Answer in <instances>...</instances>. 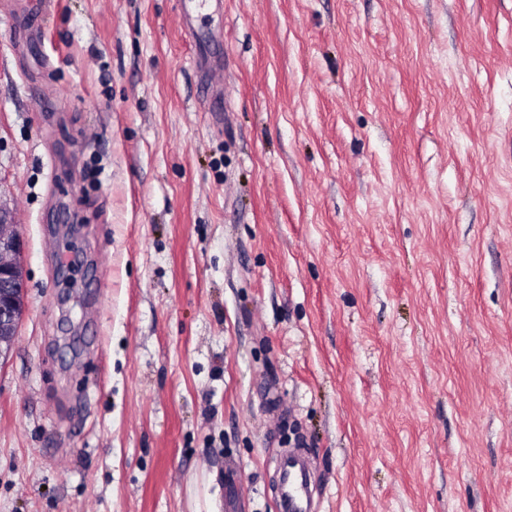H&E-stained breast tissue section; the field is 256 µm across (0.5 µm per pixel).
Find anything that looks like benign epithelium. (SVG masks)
<instances>
[{"mask_svg": "<svg viewBox=\"0 0 512 512\" xmlns=\"http://www.w3.org/2000/svg\"><path fill=\"white\" fill-rule=\"evenodd\" d=\"M24 240L11 212L0 204V359L11 349L25 304Z\"/></svg>", "mask_w": 512, "mask_h": 512, "instance_id": "1", "label": "benign epithelium"}]
</instances>
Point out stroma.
<instances>
[{
  "instance_id": "stroma-1",
  "label": "stroma",
  "mask_w": 512,
  "mask_h": 512,
  "mask_svg": "<svg viewBox=\"0 0 512 512\" xmlns=\"http://www.w3.org/2000/svg\"><path fill=\"white\" fill-rule=\"evenodd\" d=\"M27 3L0 512H512V0Z\"/></svg>"
}]
</instances>
